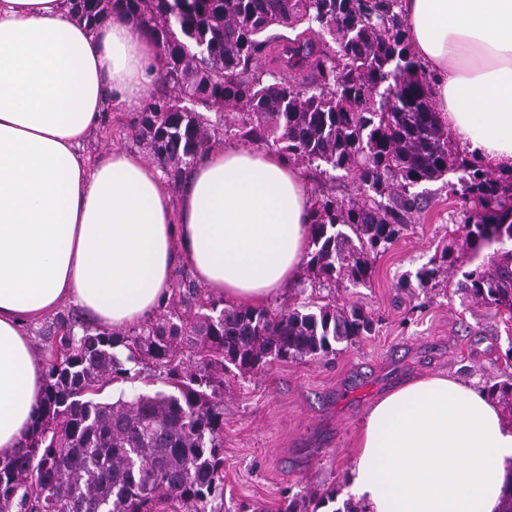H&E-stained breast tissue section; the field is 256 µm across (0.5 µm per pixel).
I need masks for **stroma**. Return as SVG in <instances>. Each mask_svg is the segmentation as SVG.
I'll return each mask as SVG.
<instances>
[{"label":"stroma","mask_w":512,"mask_h":512,"mask_svg":"<svg viewBox=\"0 0 512 512\" xmlns=\"http://www.w3.org/2000/svg\"><path fill=\"white\" fill-rule=\"evenodd\" d=\"M134 115L109 113L84 145L137 158ZM426 203L374 264L370 285L337 286V301L371 311L372 336L323 360L276 362L224 389V508L279 512L289 498L331 488L336 507L350 500L349 472L371 407L420 377L449 374L479 390L512 376V317L444 286L420 287L417 270L451 245L462 206L443 181L421 184Z\"/></svg>","instance_id":"35a3bbf8"}]
</instances>
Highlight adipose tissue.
<instances>
[{
  "label": "adipose tissue",
  "instance_id": "obj_1",
  "mask_svg": "<svg viewBox=\"0 0 512 512\" xmlns=\"http://www.w3.org/2000/svg\"><path fill=\"white\" fill-rule=\"evenodd\" d=\"M456 144L512 169V0H400ZM160 51L122 12L91 28L67 0H0V458L23 445L44 363L30 328L65 303L115 330L170 295L179 263L225 302L259 304L302 276L311 198L280 155L212 146L171 202L159 171L82 153L107 109L149 101ZM350 486L367 512H499L512 424L446 375L380 399Z\"/></svg>",
  "mask_w": 512,
  "mask_h": 512
}]
</instances>
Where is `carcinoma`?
Here are the masks:
<instances>
[{
    "instance_id": "obj_1",
    "label": "carcinoma",
    "mask_w": 512,
    "mask_h": 512,
    "mask_svg": "<svg viewBox=\"0 0 512 512\" xmlns=\"http://www.w3.org/2000/svg\"><path fill=\"white\" fill-rule=\"evenodd\" d=\"M398 0H72L90 26L123 10L159 47L164 91L134 124L167 181L221 138L263 145L359 196L313 198L306 290L366 286L418 210L413 188L452 173L467 216L456 291L512 313V170L458 148L434 106ZM452 248L417 272L439 284ZM360 305H224L177 281L163 311L124 331L58 315L42 332L45 387L22 451L0 460V512H224V375L320 360L372 332ZM146 381L113 401L114 383ZM323 492L285 512H318Z\"/></svg>"
}]
</instances>
